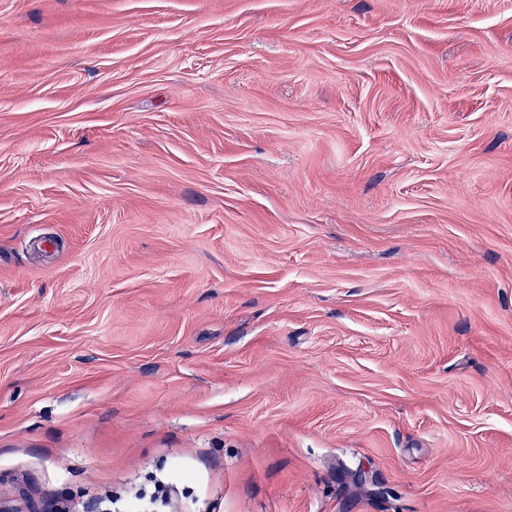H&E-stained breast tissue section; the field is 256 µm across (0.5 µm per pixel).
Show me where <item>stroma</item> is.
Listing matches in <instances>:
<instances>
[{"label":"stroma","mask_w":512,"mask_h":512,"mask_svg":"<svg viewBox=\"0 0 512 512\" xmlns=\"http://www.w3.org/2000/svg\"><path fill=\"white\" fill-rule=\"evenodd\" d=\"M160 467L512 512V0H0V512Z\"/></svg>","instance_id":"stroma-1"}]
</instances>
